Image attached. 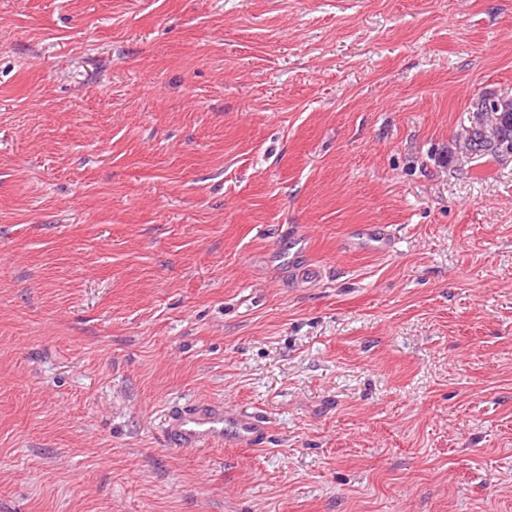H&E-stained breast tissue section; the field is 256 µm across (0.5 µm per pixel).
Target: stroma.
I'll return each instance as SVG.
<instances>
[{"instance_id":"stroma-1","label":"stroma","mask_w":512,"mask_h":512,"mask_svg":"<svg viewBox=\"0 0 512 512\" xmlns=\"http://www.w3.org/2000/svg\"><path fill=\"white\" fill-rule=\"evenodd\" d=\"M501 89L512 0H0V512H512ZM461 138L463 139V149H465L467 158H470V156L472 157L471 159L487 158L488 160H495L498 162L508 160L501 151L500 144L496 138L488 137L487 139H476L468 137L467 132H465V137ZM170 434L176 442L188 448L222 443L223 440L256 448L263 442L265 431L252 417L225 414L223 406L191 403L174 412Z\"/></svg>"}]
</instances>
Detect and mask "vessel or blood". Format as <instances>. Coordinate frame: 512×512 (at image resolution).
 <instances>
[{"mask_svg": "<svg viewBox=\"0 0 512 512\" xmlns=\"http://www.w3.org/2000/svg\"><path fill=\"white\" fill-rule=\"evenodd\" d=\"M170 434L176 442L189 448L223 441L255 448L262 443L265 431L254 418L225 413L223 406L191 403L174 412Z\"/></svg>", "mask_w": 512, "mask_h": 512, "instance_id": "1", "label": "vessel or blood"}]
</instances>
